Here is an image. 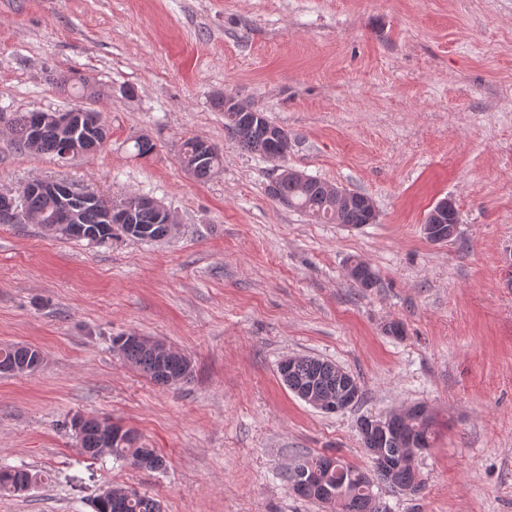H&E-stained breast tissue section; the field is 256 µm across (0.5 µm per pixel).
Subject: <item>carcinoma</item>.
I'll list each match as a JSON object with an SVG mask.
<instances>
[{
    "mask_svg": "<svg viewBox=\"0 0 512 512\" xmlns=\"http://www.w3.org/2000/svg\"><path fill=\"white\" fill-rule=\"evenodd\" d=\"M212 106L224 113V131L227 137L242 148L261 156H267L275 146L272 132L280 126L254 106L232 110L224 105V96L212 100ZM80 122L69 132V141L81 154H87L103 147L107 139L106 121L102 112L88 107H79ZM0 129L6 131L19 149L37 154L61 156L66 139L53 119L51 112H0ZM180 160L184 168L196 179L206 180L215 174L222 164V152L213 143L191 137L184 140L180 148ZM336 185L316 177L301 179L291 175H276L267 185V194L276 202L292 209H298L317 221L332 224H346L358 227L370 223L369 208L361 200L341 212L335 207ZM77 214L74 224L58 223L61 205L41 191L22 190L20 202L15 204L16 223L25 224L34 220L46 230L61 238L95 242L101 244L114 236L123 235L140 241H155L169 235L168 224L160 219L154 209L140 204L137 196L128 197L116 205L111 200L97 196L96 201L86 205L80 198L67 202ZM119 207L129 210V223L112 228V233H100V215L107 209ZM349 279L358 288H373L378 283L377 273L367 264L356 261L348 272ZM112 351L116 352L132 367L138 369L153 382L172 387L187 382L193 374L192 361L168 352H159L145 344L132 342L123 336L112 338ZM40 361V352L30 346L0 345V372L14 367L35 366ZM283 384L294 394L307 392L323 398H334L350 383H359L351 373L334 363L316 357L304 356L294 360L291 368L279 370ZM130 436L113 439L107 445L106 432L102 431L97 419H87L78 435L81 451L97 458L104 453L114 459L136 468L157 470L164 466L163 458L154 449L146 448L139 442L133 430ZM433 431L431 414L427 407L416 404L401 421L397 430L380 435L361 431L366 448H381L390 457H404L406 464L398 469L389 480H384L374 467L361 468L328 456H308L296 463L287 475V481L294 494L299 497L321 500L318 492L307 486L297 485L299 472H315L326 485L341 490L340 501L336 502L338 512H380L373 488L385 481L392 487L403 490L419 479L415 459L410 457L409 448L431 446ZM44 475L30 469L0 467V491L17 493V486L28 483L31 487L43 483ZM160 502L146 494H138L128 500L123 497H107L97 504L99 512H156Z\"/></svg>",
    "mask_w": 512,
    "mask_h": 512,
    "instance_id": "1",
    "label": "carcinoma"
}]
</instances>
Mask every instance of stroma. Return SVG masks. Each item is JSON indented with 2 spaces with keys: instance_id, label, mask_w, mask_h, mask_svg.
<instances>
[{
  "instance_id": "35a3bbf8",
  "label": "stroma",
  "mask_w": 512,
  "mask_h": 512,
  "mask_svg": "<svg viewBox=\"0 0 512 512\" xmlns=\"http://www.w3.org/2000/svg\"><path fill=\"white\" fill-rule=\"evenodd\" d=\"M56 71L104 89L107 142L64 162L0 133V192L69 182L156 199L177 223L91 246L0 223V345L44 355L0 373V466L50 475L0 512H94L110 486L162 512H331L291 491L298 457L366 465L360 420L415 403L435 430L423 484L376 487L386 512H512V0H0V108L79 105ZM222 93L287 130L284 163L225 137ZM193 136L223 153L205 181L178 161ZM282 166L370 196L375 223L279 205ZM446 197L458 231L433 243L423 224ZM355 259L377 287H354ZM130 333L188 354L192 379L130 367L112 351ZM302 356L352 373L362 400L327 414L298 399L277 367ZM78 415L135 430L164 469L85 456Z\"/></svg>"
}]
</instances>
